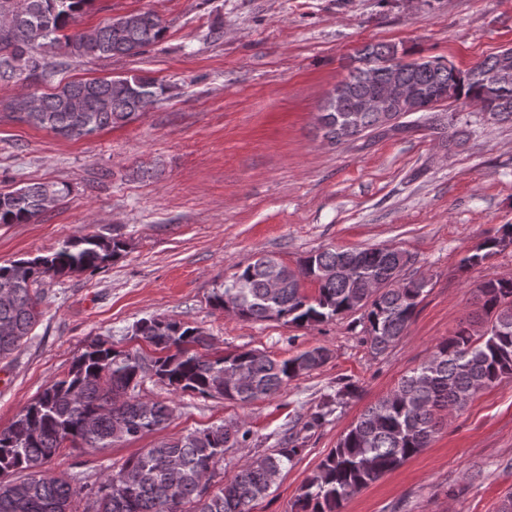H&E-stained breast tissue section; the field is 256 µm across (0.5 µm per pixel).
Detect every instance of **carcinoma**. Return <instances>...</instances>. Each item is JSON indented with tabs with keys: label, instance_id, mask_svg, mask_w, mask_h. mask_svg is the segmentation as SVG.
I'll return each instance as SVG.
<instances>
[{
	"label": "carcinoma",
	"instance_id": "1",
	"mask_svg": "<svg viewBox=\"0 0 512 512\" xmlns=\"http://www.w3.org/2000/svg\"><path fill=\"white\" fill-rule=\"evenodd\" d=\"M91 0H0V80L48 83L55 76L49 58L61 55L89 61L130 58L159 42L166 31L150 11L130 12L95 28L85 38L76 28ZM354 70L322 105L323 137L333 144L385 131H404L402 109H392L394 124L374 112H359L361 99L381 82L398 76L427 97L445 96L476 106L489 104L497 119L512 120V50L499 51L462 71L441 57L407 61L396 46L365 43L355 49ZM167 86L155 77L132 75L58 83L51 92L20 96L19 118L65 138H79L139 118L164 99ZM430 128L456 136L453 120L437 112ZM67 186L29 183L0 192V224H31L58 203ZM512 243V224L481 242L464 263L477 266ZM118 238L85 236L65 241L47 256L0 264V289L11 299L0 303V359L17 350L38 323L40 299L34 286L101 269L120 256ZM406 261L395 251L324 248L303 258L297 268L263 255L236 268L213 290L212 305L226 302L246 321H277L297 328L326 323L364 310V343L375 356L406 335L429 281L405 277ZM317 285L309 296L303 282ZM480 314L440 341L427 361L404 376L392 392L368 406L341 435L304 484L292 512H341L344 502L428 447L439 430L438 412L464 409L481 390L512 375V278L489 279L474 291ZM135 335L161 352L151 360L138 351L116 350L105 340L91 343L63 377L53 380L5 428H0V512H252L301 452L298 433L268 454L246 460L209 491L208 470L220 473L224 454L250 437L243 421L197 429L164 439L129 457L98 485L83 478L56 477L46 463L65 448H110L112 444L161 430L172 416L167 401L145 402L134 394L150 370L169 391L218 397L242 405L280 393L329 358L319 346L283 360L258 350L223 356L199 351L208 336L173 318L140 320Z\"/></svg>",
	"mask_w": 512,
	"mask_h": 512
}]
</instances>
